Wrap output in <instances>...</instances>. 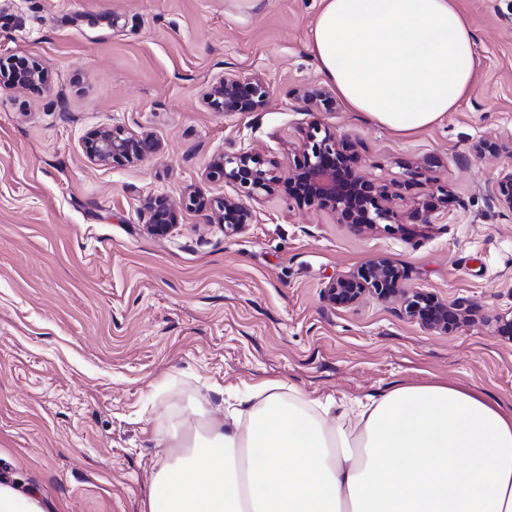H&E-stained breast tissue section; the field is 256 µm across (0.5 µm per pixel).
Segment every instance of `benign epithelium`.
<instances>
[{
  "label": "benign epithelium",
  "instance_id": "1",
  "mask_svg": "<svg viewBox=\"0 0 512 512\" xmlns=\"http://www.w3.org/2000/svg\"><path fill=\"white\" fill-rule=\"evenodd\" d=\"M16 62L10 85L28 88L42 81L40 70L30 65L26 56H12ZM204 97L215 112H260L266 108L271 88L260 75L248 77L234 72L211 83ZM308 110H331L336 105L333 93L324 86L310 85L299 91ZM89 158L99 164H124L143 160L158 150L157 143L146 135L121 128L95 129L85 137ZM474 156H503V166L489 197L498 206L512 212V134L483 137L471 146ZM207 176L221 177L236 188V195L210 201L193 199L195 205L211 212V222L224 227L232 235L254 221L251 201L259 200L282 185L288 202L331 215L336 223L347 224L360 231L404 229L394 201L398 194L392 183L369 179L361 173V157L356 144L347 134L320 123H312L296 148L292 165L280 172L277 161L262 154L241 149L222 152L210 160ZM146 208L149 222L144 231L163 237L175 227L176 208L164 195L152 196ZM434 205L414 203L408 217L430 224ZM405 274L392 260L377 256L357 270L330 280L325 287L327 299L339 307H353L366 297L381 302L402 301L405 314L413 321L448 333L473 320L474 310L464 300H442L423 291L407 288ZM494 332L512 340V311L493 316Z\"/></svg>",
  "mask_w": 512,
  "mask_h": 512
}]
</instances>
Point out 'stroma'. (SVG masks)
I'll use <instances>...</instances> for the list:
<instances>
[{
    "label": "stroma",
    "instance_id": "1",
    "mask_svg": "<svg viewBox=\"0 0 512 512\" xmlns=\"http://www.w3.org/2000/svg\"><path fill=\"white\" fill-rule=\"evenodd\" d=\"M457 4L475 36L470 94L399 136L301 101L327 83L310 51L321 0H0V58L46 75L0 76L1 479L55 512H144L167 430L196 406L223 419L267 381L339 400L446 381L512 410V341L490 322L512 310V213L488 199L504 160L470 152L512 132V0ZM227 70L266 79L264 111L209 108ZM315 122L356 136L363 173L396 181L401 210L441 189L447 203L431 224L368 234L276 186L232 236L192 203L236 192L206 178L213 155L250 148L284 168ZM102 127L160 150L93 162L84 138ZM422 156L436 160L424 178ZM161 194L177 225L152 237L145 202ZM380 254L406 287L473 305V321L441 333L395 301L329 303L331 279ZM8 61L17 63L12 80L9 81L11 86L28 88L42 81L43 76L40 70L36 66L30 65L28 57L13 55Z\"/></svg>",
    "mask_w": 512,
    "mask_h": 512
}]
</instances>
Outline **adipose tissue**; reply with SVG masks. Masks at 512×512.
<instances>
[{
	"label": "adipose tissue",
	"mask_w": 512,
	"mask_h": 512,
	"mask_svg": "<svg viewBox=\"0 0 512 512\" xmlns=\"http://www.w3.org/2000/svg\"><path fill=\"white\" fill-rule=\"evenodd\" d=\"M311 51L354 112L407 136L471 89L454 0H322ZM223 422L164 436L147 512H512V411L443 383L307 400L266 383Z\"/></svg>",
	"instance_id": "obj_1"
}]
</instances>
